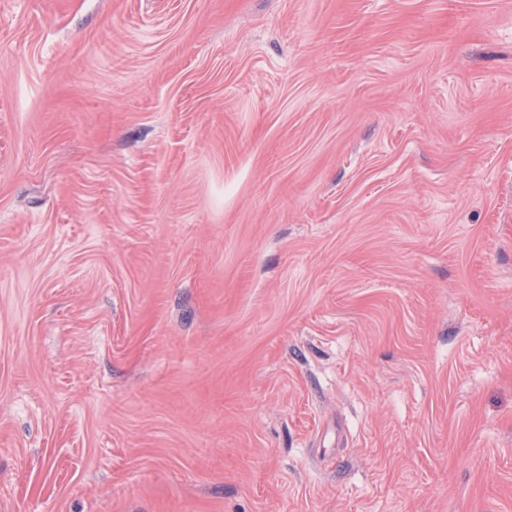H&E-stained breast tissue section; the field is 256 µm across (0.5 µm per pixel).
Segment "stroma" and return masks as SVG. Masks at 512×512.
Returning <instances> with one entry per match:
<instances>
[{
	"label": "stroma",
	"instance_id": "1",
	"mask_svg": "<svg viewBox=\"0 0 512 512\" xmlns=\"http://www.w3.org/2000/svg\"><path fill=\"white\" fill-rule=\"evenodd\" d=\"M0 512H512V0H0Z\"/></svg>",
	"mask_w": 512,
	"mask_h": 512
}]
</instances>
